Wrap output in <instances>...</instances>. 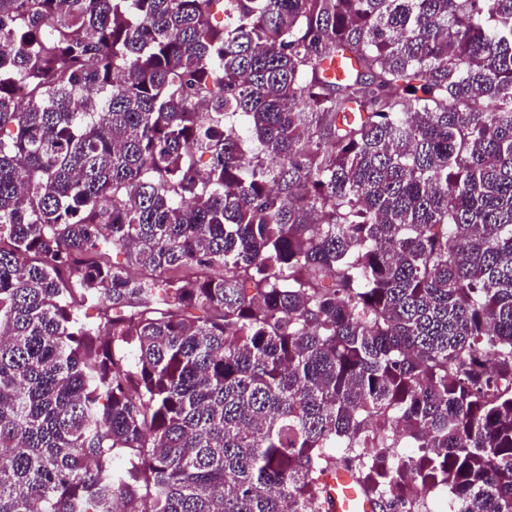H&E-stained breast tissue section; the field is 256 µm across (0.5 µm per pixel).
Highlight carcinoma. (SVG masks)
<instances>
[{
    "instance_id": "cac0c4a2",
    "label": "carcinoma",
    "mask_w": 512,
    "mask_h": 512,
    "mask_svg": "<svg viewBox=\"0 0 512 512\" xmlns=\"http://www.w3.org/2000/svg\"><path fill=\"white\" fill-rule=\"evenodd\" d=\"M338 469L512 512V0H0V512Z\"/></svg>"
}]
</instances>
